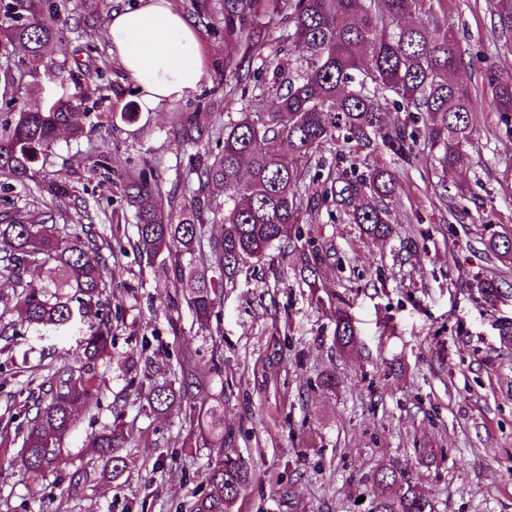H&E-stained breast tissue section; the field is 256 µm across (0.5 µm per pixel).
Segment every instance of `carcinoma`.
I'll use <instances>...</instances> for the list:
<instances>
[{
  "label": "carcinoma",
  "instance_id": "obj_1",
  "mask_svg": "<svg viewBox=\"0 0 512 512\" xmlns=\"http://www.w3.org/2000/svg\"><path fill=\"white\" fill-rule=\"evenodd\" d=\"M425 2L224 0L228 34L245 46L231 70L235 79L242 80L250 52L266 45L261 32L241 26L261 9L284 14L288 41L304 62L302 73L287 81L286 92L276 94L271 108L243 112L224 124L223 149L194 169L197 188L178 221L165 211L157 184L146 173L124 186L139 244L154 258L193 254L204 230V212L214 211L222 226L211 247L218 279L192 261L178 269L187 303L200 320L213 314L223 282H233L244 268L261 262L273 246L280 245L281 257L288 259L292 228L302 219L303 197L317 200L311 191L315 179H306L307 166L325 144L340 138L352 154L386 152L401 166L411 167L417 161L415 143L422 138L438 149L444 174L456 171L471 142L473 100L469 89L452 78L461 53L448 22L436 17L417 24L407 21L425 12ZM492 7L498 38L512 48V0H492ZM59 13L57 0H0V47L20 44L46 72H56L59 65L47 56V48L57 38ZM69 76L87 83L100 76V69L92 61L79 63ZM485 78L499 131L512 137V80H502L491 68ZM388 104L405 117L387 122ZM72 118L71 102L61 98L51 104L29 103L14 121L1 122L0 179L23 185L34 179L60 128H71L77 137L83 133ZM279 141L288 142V151L276 147ZM397 187L394 169L374 166L358 173L352 166L339 176L336 204L368 234L387 237L394 232L389 203ZM95 233L93 225L83 224L81 231L63 236L54 224L27 223L19 211L0 216V270L13 279L14 288L13 296L0 297V305L6 310L15 303L22 326L56 329L94 312L98 326L84 345L89 360L111 355L112 348V294L103 277L108 259L99 252ZM487 247L497 256H511L512 238L492 235ZM46 266L53 272L50 280L35 278ZM336 334L341 345L354 343L348 319L337 322ZM223 360V351L216 347L210 366L183 368L179 389L147 375L139 394L151 411H168L184 399L196 398L192 388L200 372L221 376ZM95 387L84 372L64 364L43 377L35 413L26 402L19 406L26 415L27 433L15 459L27 473L38 476L60 463L73 409L87 403ZM188 419L201 439L220 452L212 462L209 490L194 497L187 512H233L255 472L224 448V390L189 407ZM127 442L122 424L115 423L94 435L90 447L111 462L112 473L119 476L127 468V457L120 454ZM375 480L400 485L397 494L378 499L375 512H435L424 491L401 485L394 469L381 467Z\"/></svg>",
  "mask_w": 512,
  "mask_h": 512
}]
</instances>
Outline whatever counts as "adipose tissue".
Masks as SVG:
<instances>
[{
	"mask_svg": "<svg viewBox=\"0 0 512 512\" xmlns=\"http://www.w3.org/2000/svg\"><path fill=\"white\" fill-rule=\"evenodd\" d=\"M110 35L113 52L138 83L141 111L178 100L204 80L197 36L170 0H144L113 13Z\"/></svg>",
	"mask_w": 512,
	"mask_h": 512,
	"instance_id": "obj_1",
	"label": "adipose tissue"
}]
</instances>
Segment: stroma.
<instances>
[{
	"label": "stroma",
	"mask_w": 512,
	"mask_h": 512,
	"mask_svg": "<svg viewBox=\"0 0 512 512\" xmlns=\"http://www.w3.org/2000/svg\"><path fill=\"white\" fill-rule=\"evenodd\" d=\"M171 2L200 42L205 78L153 112L139 111L137 84L112 52L109 27L96 24L84 0H66L61 13L53 46L61 72L46 73L20 46L0 49V119L27 101L64 98L84 130L77 139L60 130L34 181L1 182L0 212L45 223L48 187L63 181L72 189L67 224H95L100 249L118 250L108 266L110 357H84L94 316L62 332L18 334V312L0 315V416L37 368L66 363L101 384L97 402L75 410L59 467L36 478L0 467V512H185L208 488L215 450L197 440L188 407L153 413L137 388L147 373L179 383L182 359L208 364L217 345L225 445L258 475L234 512H374L384 493L374 475L385 464L424 490L437 512H512V260L486 248L490 235L512 237V139L494 128L484 79L489 62L512 79V52L495 36L490 0H426L459 31L456 78L474 99L473 141L446 195L435 193L434 150L419 142L416 164L398 172L395 234L368 236L333 199L319 202L292 233L296 248L313 241L326 251L317 272L271 249L225 286L206 323L184 299L174 258L152 261L138 250L123 183L154 173L164 205L180 212L192 197L191 167L220 151L225 124L269 105L277 68L296 72L301 60L281 38V15L260 13L251 24L274 42L255 52L250 78L236 83L226 64L243 48L224 34V0ZM90 58L103 76L77 88L68 72ZM188 120L206 129L199 143L174 132ZM487 280L497 283L495 296L481 295ZM341 317L355 329L353 348L336 340ZM328 372L339 379L332 392L320 384ZM116 422L130 433L128 467L117 478L88 446Z\"/></svg>",
	"instance_id": "stroma-1"
}]
</instances>
